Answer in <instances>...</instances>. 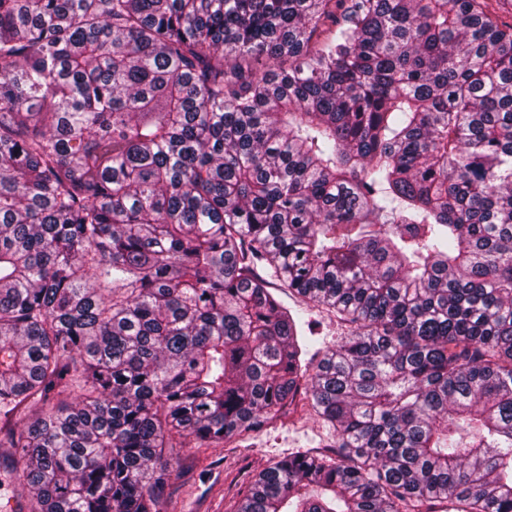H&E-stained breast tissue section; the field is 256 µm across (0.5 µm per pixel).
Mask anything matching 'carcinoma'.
I'll return each instance as SVG.
<instances>
[{
	"label": "carcinoma",
	"mask_w": 512,
	"mask_h": 512,
	"mask_svg": "<svg viewBox=\"0 0 512 512\" xmlns=\"http://www.w3.org/2000/svg\"><path fill=\"white\" fill-rule=\"evenodd\" d=\"M501 2L0 0V447L33 512H160L169 435L300 398L334 449L235 512H512ZM310 306L354 325L316 363Z\"/></svg>",
	"instance_id": "carcinoma-1"
}]
</instances>
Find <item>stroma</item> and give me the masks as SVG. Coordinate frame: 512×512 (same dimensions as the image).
Instances as JSON below:
<instances>
[{
    "instance_id": "1",
    "label": "stroma",
    "mask_w": 512,
    "mask_h": 512,
    "mask_svg": "<svg viewBox=\"0 0 512 512\" xmlns=\"http://www.w3.org/2000/svg\"><path fill=\"white\" fill-rule=\"evenodd\" d=\"M331 441L330 426L306 406L242 443L172 449L177 462L162 512H234L243 492L272 459L308 448L325 451ZM23 467L12 449L0 448V474L10 470L15 475L0 483V512H29L17 481Z\"/></svg>"
}]
</instances>
